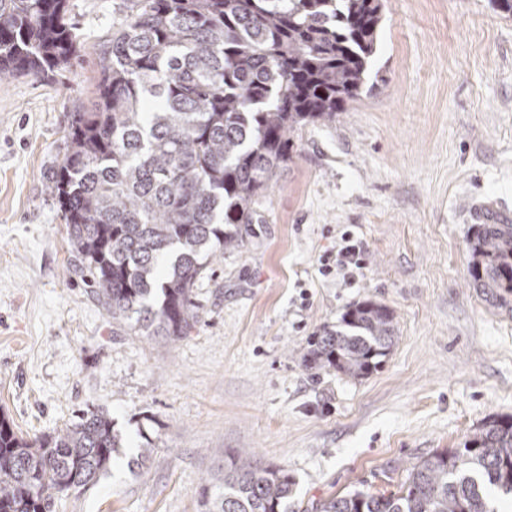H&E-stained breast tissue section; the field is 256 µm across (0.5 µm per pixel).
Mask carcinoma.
Masks as SVG:
<instances>
[{"mask_svg": "<svg viewBox=\"0 0 512 512\" xmlns=\"http://www.w3.org/2000/svg\"><path fill=\"white\" fill-rule=\"evenodd\" d=\"M67 0H0V80L67 68L78 54ZM382 0H136L99 50L98 98L70 113L66 155L48 181L71 262L115 323L179 339L198 321L193 290L292 161L291 134L333 122L364 86ZM469 274L512 310V221L473 224ZM393 314L363 301L312 337V367L353 379L381 368ZM121 438L102 409L32 441L0 414V512H51L93 484ZM293 479L244 457L203 490L205 512H288ZM512 494V416L410 470L397 494L360 489L321 512H497Z\"/></svg>", "mask_w": 512, "mask_h": 512, "instance_id": "obj_1", "label": "carcinoma"}]
</instances>
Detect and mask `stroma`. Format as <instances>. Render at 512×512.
I'll return each instance as SVG.
<instances>
[{
  "instance_id": "obj_1",
  "label": "stroma",
  "mask_w": 512,
  "mask_h": 512,
  "mask_svg": "<svg viewBox=\"0 0 512 512\" xmlns=\"http://www.w3.org/2000/svg\"><path fill=\"white\" fill-rule=\"evenodd\" d=\"M383 3L363 93L295 131L262 223L205 271L199 320L175 341L113 324L45 190L130 0H68L73 65L0 81V410L31 439L100 407L124 443L53 512H199L244 450L293 476L295 512H319L355 489L397 491L413 464L512 415V312L473 288L466 242L471 202L512 210V15L491 0ZM345 230L367 253L353 285L318 270ZM365 300L394 315L382 367L354 380L307 366L310 338Z\"/></svg>"
}]
</instances>
